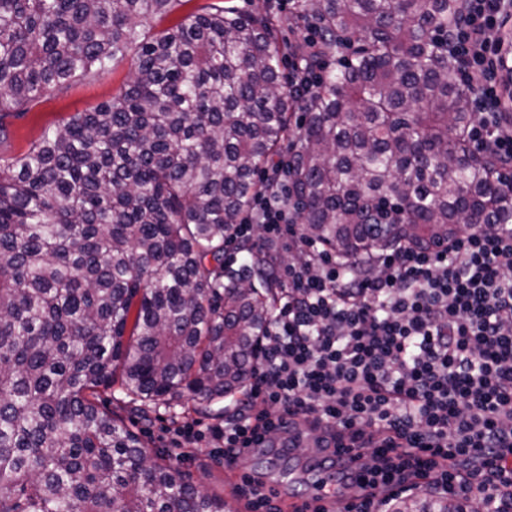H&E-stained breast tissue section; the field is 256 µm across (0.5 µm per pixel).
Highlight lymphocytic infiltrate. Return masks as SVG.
Returning a JSON list of instances; mask_svg holds the SVG:
<instances>
[{"label": "lymphocytic infiltrate", "mask_w": 512, "mask_h": 512, "mask_svg": "<svg viewBox=\"0 0 512 512\" xmlns=\"http://www.w3.org/2000/svg\"><path fill=\"white\" fill-rule=\"evenodd\" d=\"M464 3L448 51L480 113L469 137L512 163V129L495 122L512 0ZM287 171L283 160L264 173L230 240L263 256L283 299L233 417L205 431L178 425L179 445L206 436L230 461L281 447L297 424L367 428L357 479L335 458L316 461L359 489L346 512H373L372 488L390 497L420 478L478 512H512V227L469 228L441 252L400 247L369 273L301 234L285 205Z\"/></svg>", "instance_id": "lymphocytic-infiltrate-1"}]
</instances>
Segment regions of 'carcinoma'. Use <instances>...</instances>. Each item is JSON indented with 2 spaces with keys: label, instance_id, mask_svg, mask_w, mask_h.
Wrapping results in <instances>:
<instances>
[{
  "label": "carcinoma",
  "instance_id": "1",
  "mask_svg": "<svg viewBox=\"0 0 512 512\" xmlns=\"http://www.w3.org/2000/svg\"><path fill=\"white\" fill-rule=\"evenodd\" d=\"M177 2L0 0V140L47 88L136 48L111 99L0 156V512H225L97 400L118 380L143 410L222 415L243 389L275 283L259 258L224 263V242L290 137L296 223L358 265L512 225V171L470 141L448 53L463 0H300L289 22L324 36L320 58L296 46L322 70L302 101L281 81L280 19L226 0L151 31Z\"/></svg>",
  "mask_w": 512,
  "mask_h": 512
}]
</instances>
